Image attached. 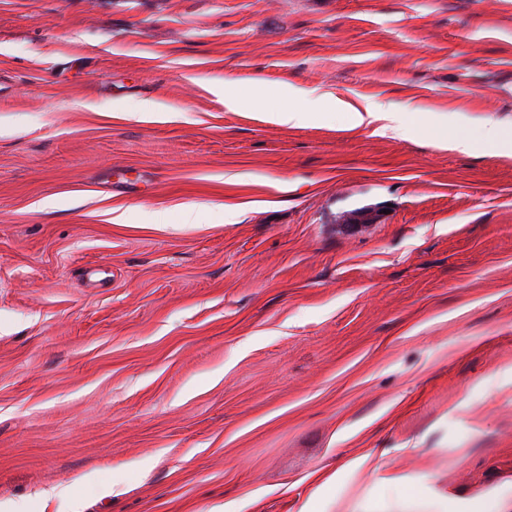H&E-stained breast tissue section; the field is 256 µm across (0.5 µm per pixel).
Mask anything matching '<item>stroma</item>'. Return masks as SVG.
I'll return each mask as SVG.
<instances>
[{"label": "stroma", "mask_w": 512, "mask_h": 512, "mask_svg": "<svg viewBox=\"0 0 512 512\" xmlns=\"http://www.w3.org/2000/svg\"><path fill=\"white\" fill-rule=\"evenodd\" d=\"M369 104L511 129L512 0H0L1 503L512 512V158ZM288 97L294 101L275 113L276 120L280 124L290 127L305 125L313 118L316 112H326L327 109L336 111L343 106L340 100H330L323 96L311 101L306 98V95L301 90H291L290 88H288ZM405 112H394L379 105L367 106L365 112H355L352 115V123L355 127L363 125L365 122L370 124L373 121H384L381 127L383 130H392L393 132L405 136L414 130V126L409 123ZM429 130L435 135V141L445 149L456 150L461 153H469L474 149V142L468 136L448 129L429 126Z\"/></svg>", "instance_id": "obj_1"}]
</instances>
